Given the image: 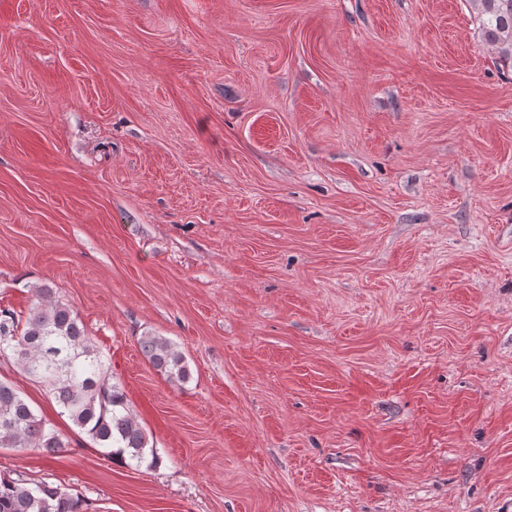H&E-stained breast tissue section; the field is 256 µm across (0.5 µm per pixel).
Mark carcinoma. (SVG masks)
<instances>
[{
	"label": "carcinoma",
	"instance_id": "cac0c4a2",
	"mask_svg": "<svg viewBox=\"0 0 512 512\" xmlns=\"http://www.w3.org/2000/svg\"><path fill=\"white\" fill-rule=\"evenodd\" d=\"M484 40L500 62L512 68V0H474ZM140 350L174 383L189 378L183 355L165 338L146 334ZM0 358L41 383L59 414L67 416L94 445L130 467L161 463L154 440L131 412L126 395L113 382L110 363L92 343L73 308L49 286L35 289L34 304L23 317L0 309ZM70 447L67 436L37 414L25 396L0 379V448H36L56 455ZM0 512H83L79 496L58 486L0 476Z\"/></svg>",
	"mask_w": 512,
	"mask_h": 512
}]
</instances>
